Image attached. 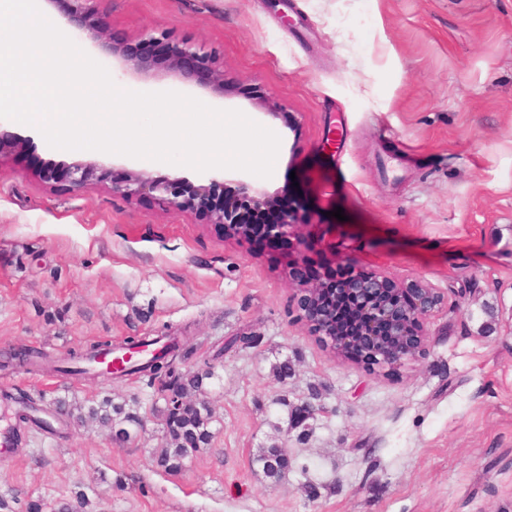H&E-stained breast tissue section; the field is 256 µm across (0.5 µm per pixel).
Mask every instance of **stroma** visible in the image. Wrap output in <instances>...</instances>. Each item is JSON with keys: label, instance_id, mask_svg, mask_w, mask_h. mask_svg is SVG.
I'll return each instance as SVG.
<instances>
[{"label": "stroma", "instance_id": "stroma-1", "mask_svg": "<svg viewBox=\"0 0 512 512\" xmlns=\"http://www.w3.org/2000/svg\"><path fill=\"white\" fill-rule=\"evenodd\" d=\"M114 34L152 29L219 52L223 96L164 71L126 89L248 113L280 138L266 184L337 258L443 295L426 356L395 371L312 336L284 259L108 185L41 182L30 156L81 160L40 131L0 162V353L60 357L100 337H177L213 438L153 460L164 401L136 376L1 372L0 391L125 404L129 441L90 423L0 450V498L45 512H512V0H104ZM275 117H268L266 109ZM288 362L281 378L276 367ZM283 449L280 481L253 458Z\"/></svg>", "mask_w": 512, "mask_h": 512}]
</instances>
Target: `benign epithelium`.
Wrapping results in <instances>:
<instances>
[{
    "label": "benign epithelium",
    "instance_id": "benign-epithelium-1",
    "mask_svg": "<svg viewBox=\"0 0 512 512\" xmlns=\"http://www.w3.org/2000/svg\"><path fill=\"white\" fill-rule=\"evenodd\" d=\"M64 19L73 40L91 41L108 62L120 57L125 72L146 79L154 76L156 50L167 49V72L180 83L200 86L224 96V68L216 53L188 41L144 30L133 43L113 41L110 22L100 11L101 0H66ZM28 140L0 128V162L23 154ZM45 182L65 181L73 190L91 184H111L112 194L127 201L149 196L165 207L195 212L210 224L224 227V237L251 243L261 224L270 238L288 242L292 284L301 292V307L311 331L339 360L394 370L426 352L428 319L442 304L436 289L423 280L397 283L387 274L336 260V248L317 250L309 241V224L300 223L298 210L271 215V194L259 181L230 176L220 182L195 184L185 177H154L144 170H127L117 177L95 161L70 164L33 163Z\"/></svg>",
    "mask_w": 512,
    "mask_h": 512
}]
</instances>
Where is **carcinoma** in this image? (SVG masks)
<instances>
[{"label":"carcinoma","mask_w":512,"mask_h":512,"mask_svg":"<svg viewBox=\"0 0 512 512\" xmlns=\"http://www.w3.org/2000/svg\"><path fill=\"white\" fill-rule=\"evenodd\" d=\"M111 346V342L97 341L77 350H71L63 359H54L48 354L30 349L18 348L10 351L5 360L0 362L3 371H35L51 370L78 378L89 375L85 363L96 357L97 353ZM177 345L173 344L160 356L136 368L145 377L147 385L160 384L167 386L171 383L182 397L202 389L203 380L209 376L207 372H184L176 368L175 360ZM54 410L62 413L71 422L83 426L87 422H98L105 426L112 425L116 418L123 421L140 424L137 415L125 411V405L116 404L110 398L104 399L97 405L89 407L77 401L59 398L53 402ZM166 434L165 445L158 457L157 465L166 472L177 471L184 462L195 452L209 444L211 415L202 412L196 405L186 402L174 408L165 405ZM262 463L263 472L270 479H277L283 473L282 458L276 448H262L257 456Z\"/></svg>","instance_id":"carcinoma-1"}]
</instances>
